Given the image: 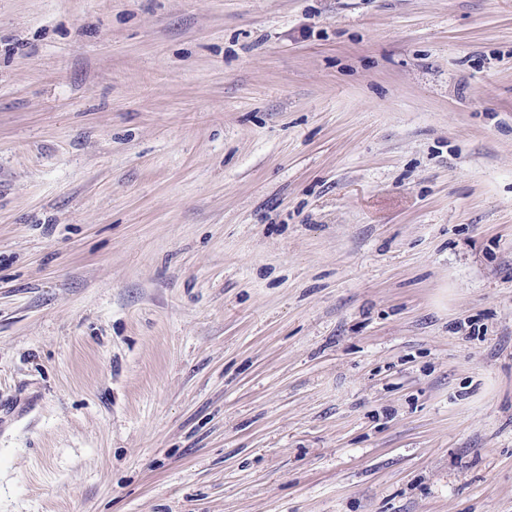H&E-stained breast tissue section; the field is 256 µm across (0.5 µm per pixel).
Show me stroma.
I'll use <instances>...</instances> for the list:
<instances>
[{"label":"stroma","mask_w":512,"mask_h":512,"mask_svg":"<svg viewBox=\"0 0 512 512\" xmlns=\"http://www.w3.org/2000/svg\"><path fill=\"white\" fill-rule=\"evenodd\" d=\"M0 512H512V0H0Z\"/></svg>","instance_id":"stroma-1"}]
</instances>
